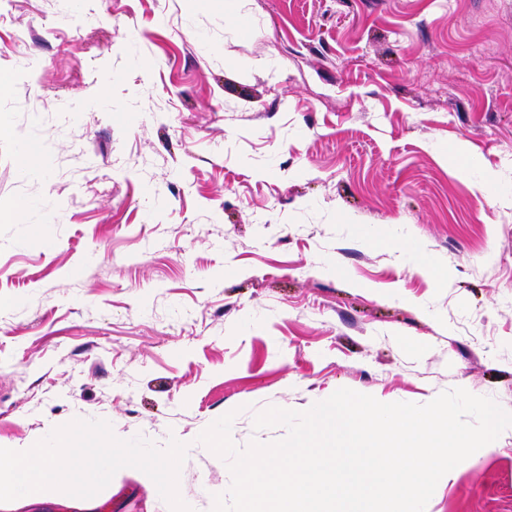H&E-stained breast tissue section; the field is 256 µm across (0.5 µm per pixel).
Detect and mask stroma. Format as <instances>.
Instances as JSON below:
<instances>
[{
  "instance_id": "obj_1",
  "label": "stroma",
  "mask_w": 512,
  "mask_h": 512,
  "mask_svg": "<svg viewBox=\"0 0 512 512\" xmlns=\"http://www.w3.org/2000/svg\"><path fill=\"white\" fill-rule=\"evenodd\" d=\"M1 72L0 447L174 438L212 512L226 413L512 412V0H0ZM93 507L170 512L136 469ZM425 512H512V428Z\"/></svg>"
}]
</instances>
